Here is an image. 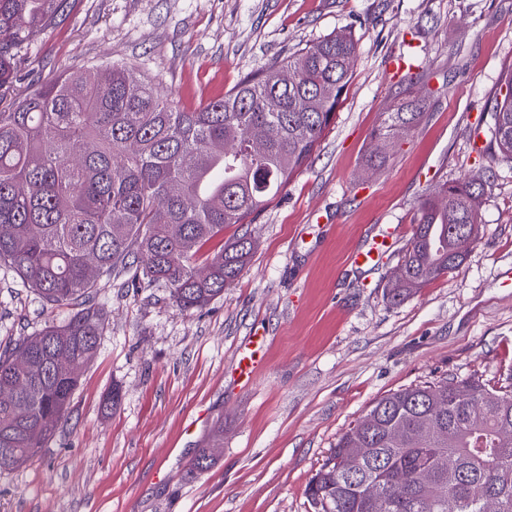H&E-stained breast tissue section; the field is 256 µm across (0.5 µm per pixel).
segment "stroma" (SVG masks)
I'll use <instances>...</instances> for the list:
<instances>
[{"mask_svg":"<svg viewBox=\"0 0 512 512\" xmlns=\"http://www.w3.org/2000/svg\"><path fill=\"white\" fill-rule=\"evenodd\" d=\"M343 29L359 57L311 163L252 224L224 229L256 242L239 279L191 315L161 286L101 289L109 328L97 356L39 454L0 473V512H314L308 481L377 399L452 377L512 384V161L493 136L512 0H67L21 53L0 106L63 73L125 62L192 110ZM406 56L424 116L372 173V133L403 99L387 66ZM467 179L485 186L479 241L390 304L384 288L421 200ZM390 228L376 268L349 263ZM65 316L0 272V349ZM258 328L266 364L245 387L235 369ZM219 421L215 464L190 474Z\"/></svg>","mask_w":512,"mask_h":512,"instance_id":"obj_1","label":"stroma"}]
</instances>
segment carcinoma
Segmentation results:
<instances>
[{"mask_svg": "<svg viewBox=\"0 0 512 512\" xmlns=\"http://www.w3.org/2000/svg\"><path fill=\"white\" fill-rule=\"evenodd\" d=\"M65 0H0V90L18 52ZM358 57L350 32L331 33L244 76L223 96L181 108L127 63L67 72L0 110V270L45 311L67 310L0 351V470L38 454L68 414L108 320L100 289L118 278L165 286L185 312L240 277L255 249L224 226L250 224L307 166ZM494 112L512 160V68ZM425 102L409 94L383 113L370 171L409 135ZM484 185H440L385 296L399 304L458 268L480 238ZM200 449L189 473L213 461ZM315 512H512V389L476 379L404 388L343 433L306 486Z\"/></svg>", "mask_w": 512, "mask_h": 512, "instance_id": "1", "label": "carcinoma"}]
</instances>
